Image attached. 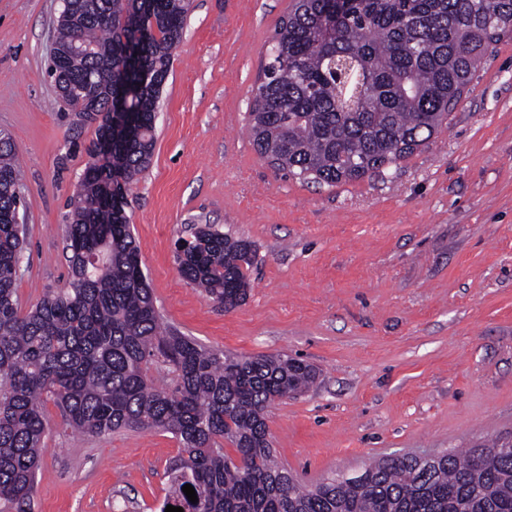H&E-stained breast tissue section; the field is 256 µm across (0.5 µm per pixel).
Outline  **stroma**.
<instances>
[{
	"label": "stroma",
	"mask_w": 512,
	"mask_h": 512,
	"mask_svg": "<svg viewBox=\"0 0 512 512\" xmlns=\"http://www.w3.org/2000/svg\"><path fill=\"white\" fill-rule=\"evenodd\" d=\"M292 4L191 0L152 163L126 206L166 325L212 349L317 368L308 391L267 410L278 462L308 486L390 453L512 438V34L427 145L330 187L278 172L247 131L260 63ZM60 6L0 0V131L27 199L25 309L67 281L62 230L96 138L49 73ZM195 224L253 244L241 306L182 277L176 246ZM45 414L32 512H155L174 435L84 436L54 404Z\"/></svg>",
	"instance_id": "stroma-1"
}]
</instances>
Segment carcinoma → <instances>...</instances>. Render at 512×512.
I'll return each instance as SVG.
<instances>
[{"instance_id":"carcinoma-1","label":"carcinoma","mask_w":512,"mask_h":512,"mask_svg":"<svg viewBox=\"0 0 512 512\" xmlns=\"http://www.w3.org/2000/svg\"><path fill=\"white\" fill-rule=\"evenodd\" d=\"M144 2L64 0L49 73L66 106L103 118L63 229L66 286L25 312L22 184L16 149L0 134V503L32 512L50 400L74 433L163 430L179 440L160 512H512V450L495 442L389 455L359 479L303 485L275 460L266 410L308 389L315 368L286 354L230 356L163 325L126 192L150 165L190 0ZM508 33L512 0H295L267 50L251 143L287 176L358 181L427 144ZM254 258L249 241L206 224L178 262L228 310L247 299ZM158 361L176 385L155 384Z\"/></svg>"}]
</instances>
